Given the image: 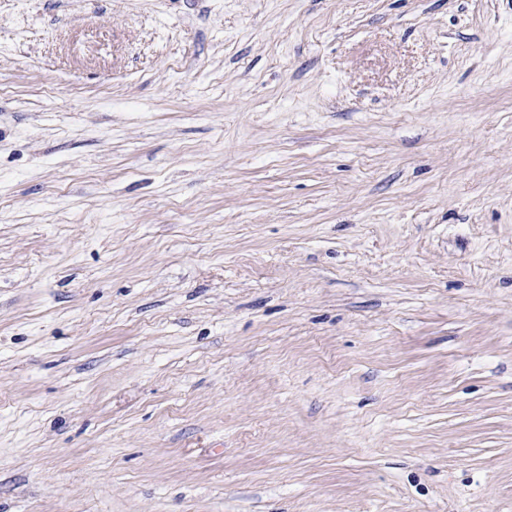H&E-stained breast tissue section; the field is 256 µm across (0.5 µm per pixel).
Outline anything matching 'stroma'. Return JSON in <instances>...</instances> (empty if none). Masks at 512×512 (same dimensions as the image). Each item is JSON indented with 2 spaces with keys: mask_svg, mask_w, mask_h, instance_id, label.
<instances>
[{
  "mask_svg": "<svg viewBox=\"0 0 512 512\" xmlns=\"http://www.w3.org/2000/svg\"><path fill=\"white\" fill-rule=\"evenodd\" d=\"M0 512H512V0H0Z\"/></svg>",
  "mask_w": 512,
  "mask_h": 512,
  "instance_id": "1",
  "label": "stroma"
}]
</instances>
